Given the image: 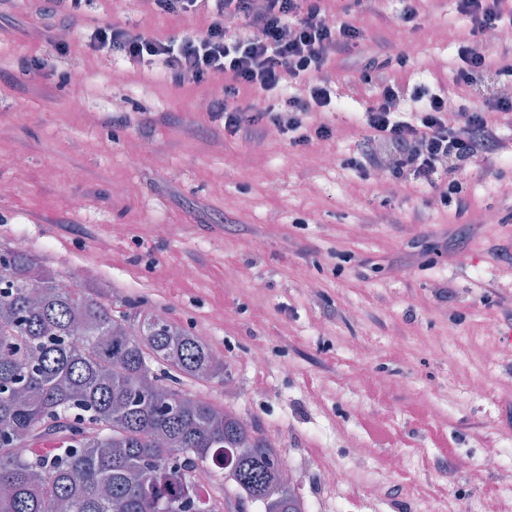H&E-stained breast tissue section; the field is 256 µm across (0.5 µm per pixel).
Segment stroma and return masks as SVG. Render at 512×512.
Returning <instances> with one entry per match:
<instances>
[{
	"label": "stroma",
	"mask_w": 512,
	"mask_h": 512,
	"mask_svg": "<svg viewBox=\"0 0 512 512\" xmlns=\"http://www.w3.org/2000/svg\"><path fill=\"white\" fill-rule=\"evenodd\" d=\"M445 12V0H422L415 30L352 13L365 38L337 59V79L406 41L417 46V81L447 77L448 56L468 29L446 24ZM95 19L156 38L190 27L151 0H92L74 24ZM55 25L34 0H0V186L9 188L0 194V244L24 237L32 254L97 289L113 309L137 303L180 327L208 329L227 380L186 379L183 389L281 439L277 454L297 471L296 490L312 512H478L488 485L512 499V437L502 429L512 402V324L498 323L491 336L483 329L512 298V261L494 254L512 239V220L498 213L492 189L476 188L458 219L412 186L387 194L341 169L361 134L357 94L336 104V140L301 149L273 131L251 141L225 136L222 121L198 109L221 78L179 87L86 53L74 37L82 79L51 64L24 78L23 64L48 54ZM111 97L124 98V108L110 110ZM77 101L82 111L73 110ZM18 108L26 116L11 120ZM149 113L159 121L144 135L138 123ZM133 144L164 156L165 166H129ZM116 183L125 195H113ZM216 185L223 196L213 195ZM418 209L424 221L415 224ZM102 252L112 266L98 264ZM403 258L412 264L395 276ZM188 265L194 277L183 276ZM229 269L236 285L219 289ZM446 287L453 295L444 300ZM356 343L371 350L364 382L353 378ZM259 344L267 353L260 368L250 359ZM444 441L476 463L497 449L500 466L473 483L436 466ZM324 467L353 469L359 479L324 487Z\"/></svg>",
	"instance_id": "stroma-1"
}]
</instances>
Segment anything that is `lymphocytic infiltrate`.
I'll return each instance as SVG.
<instances>
[{"label":"lymphocytic infiltrate","mask_w":512,"mask_h":512,"mask_svg":"<svg viewBox=\"0 0 512 512\" xmlns=\"http://www.w3.org/2000/svg\"><path fill=\"white\" fill-rule=\"evenodd\" d=\"M159 10L187 19L205 16L200 34L157 39L117 22H101L77 37L95 54L127 58L175 85L224 79L210 102L229 137L273 127L289 145L326 142L335 127L325 119L336 95L332 63L357 48L360 29L336 18L326 23L322 0H155ZM454 14L470 25L448 63L452 82L410 89L392 79L388 62L367 60L359 84L373 86L362 114L364 135L344 168L360 178L384 174L395 183L414 182L434 192L456 215L469 209L468 190L489 183V159L512 149L502 129L512 125V101L485 96L455 115L445 107L458 86L475 87L487 77H512V0H455ZM256 102L241 104V90Z\"/></svg>","instance_id":"lymphocytic-infiltrate-1"}]
</instances>
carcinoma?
I'll use <instances>...</instances> for the list:
<instances>
[{
  "instance_id": "obj_1",
  "label": "carcinoma",
  "mask_w": 512,
  "mask_h": 512,
  "mask_svg": "<svg viewBox=\"0 0 512 512\" xmlns=\"http://www.w3.org/2000/svg\"><path fill=\"white\" fill-rule=\"evenodd\" d=\"M224 359L159 315L112 310L45 260L0 249V512H194V475L262 512H306L276 452L234 413L179 388ZM67 440L54 457L30 451Z\"/></svg>"
}]
</instances>
